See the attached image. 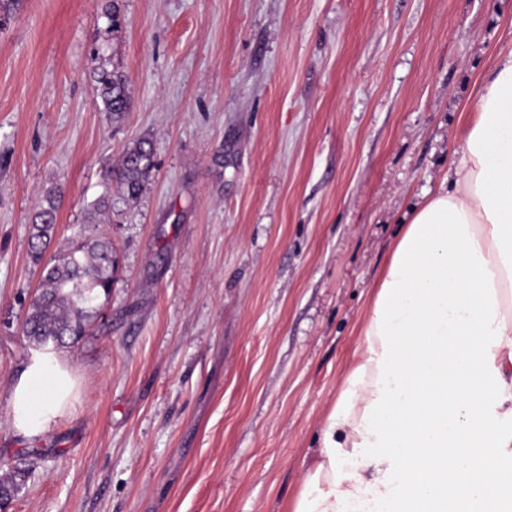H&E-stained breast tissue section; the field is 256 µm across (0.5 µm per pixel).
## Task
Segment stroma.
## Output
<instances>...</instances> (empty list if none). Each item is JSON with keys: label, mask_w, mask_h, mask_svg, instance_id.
Masks as SVG:
<instances>
[{"label": "stroma", "mask_w": 512, "mask_h": 512, "mask_svg": "<svg viewBox=\"0 0 512 512\" xmlns=\"http://www.w3.org/2000/svg\"><path fill=\"white\" fill-rule=\"evenodd\" d=\"M117 12L119 24L108 15ZM512 42V0H14L0 28V512H289L412 207ZM130 106L105 112L101 70ZM140 197L89 223L139 140ZM118 267L60 349L72 412L15 435L31 216Z\"/></svg>", "instance_id": "1"}]
</instances>
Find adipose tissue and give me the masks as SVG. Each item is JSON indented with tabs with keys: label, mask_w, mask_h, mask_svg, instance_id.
<instances>
[{
	"label": "adipose tissue",
	"mask_w": 512,
	"mask_h": 512,
	"mask_svg": "<svg viewBox=\"0 0 512 512\" xmlns=\"http://www.w3.org/2000/svg\"><path fill=\"white\" fill-rule=\"evenodd\" d=\"M452 177L396 241L292 512H512V45L463 111ZM76 381L56 354L15 381L40 437Z\"/></svg>",
	"instance_id": "ef3b65f1"
}]
</instances>
